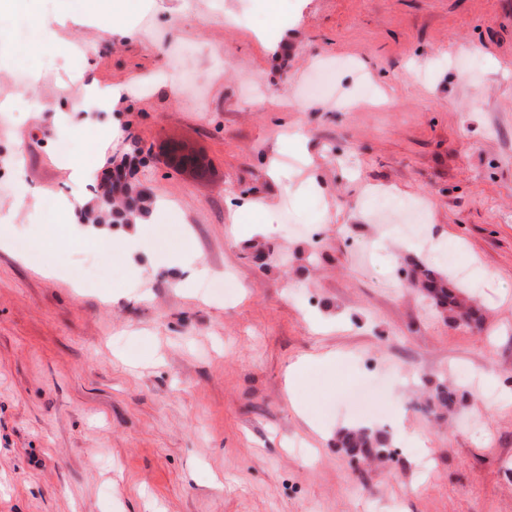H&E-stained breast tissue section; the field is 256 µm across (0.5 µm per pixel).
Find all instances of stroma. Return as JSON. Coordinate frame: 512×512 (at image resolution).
I'll use <instances>...</instances> for the list:
<instances>
[{
  "instance_id": "35a3bbf8",
  "label": "stroma",
  "mask_w": 512,
  "mask_h": 512,
  "mask_svg": "<svg viewBox=\"0 0 512 512\" xmlns=\"http://www.w3.org/2000/svg\"><path fill=\"white\" fill-rule=\"evenodd\" d=\"M128 2L116 23L101 0H18L0 24L37 19L58 45L0 56V84L55 77L0 112V221L43 243L0 248V512H512V0H222L243 26ZM140 10L196 43L202 109L145 89L168 53ZM461 50L476 76L448 67ZM330 59L352 64L332 76L347 105L303 91ZM75 69L120 99L46 107ZM132 136L170 223L146 216L135 254L129 224L68 243L52 198L93 200L72 166ZM233 200L271 204L273 233L233 236ZM179 230L189 286L157 259ZM418 259L466 270L479 327L408 287ZM442 382L464 398L437 420L416 404ZM350 425L393 456L346 454Z\"/></svg>"
}]
</instances>
